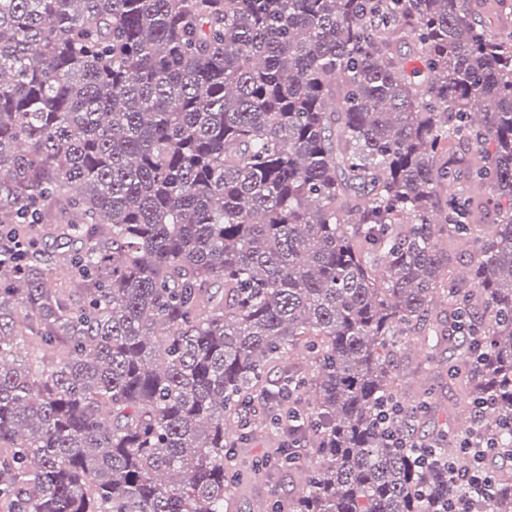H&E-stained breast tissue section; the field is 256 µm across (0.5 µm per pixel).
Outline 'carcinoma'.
Returning <instances> with one entry per match:
<instances>
[{"mask_svg": "<svg viewBox=\"0 0 512 512\" xmlns=\"http://www.w3.org/2000/svg\"><path fill=\"white\" fill-rule=\"evenodd\" d=\"M487 14L512 0H0L7 512H228L275 471L305 484L262 512H512V30ZM48 237L77 245L63 279ZM410 336L491 440L487 500L448 473L472 429L421 434L432 392L397 396Z\"/></svg>", "mask_w": 512, "mask_h": 512, "instance_id": "cac0c4a2", "label": "carcinoma"}]
</instances>
